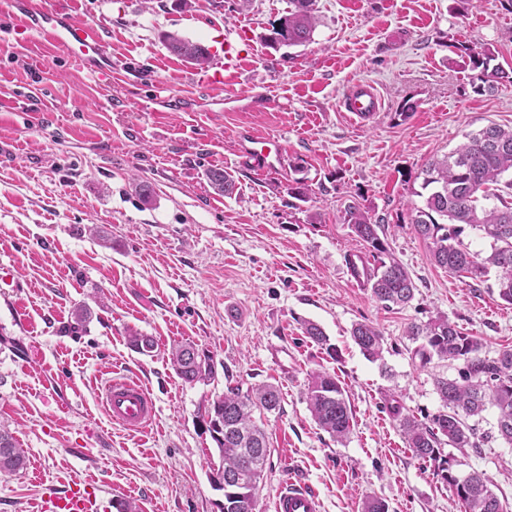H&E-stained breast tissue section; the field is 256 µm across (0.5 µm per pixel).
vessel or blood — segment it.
<instances>
[{
  "label": "vessel or blood",
  "instance_id": "1",
  "mask_svg": "<svg viewBox=\"0 0 512 512\" xmlns=\"http://www.w3.org/2000/svg\"><path fill=\"white\" fill-rule=\"evenodd\" d=\"M17 28L38 35L43 39L78 50L80 54H94L103 60L100 76L112 73L107 60L109 55L97 31L90 27L74 25L58 14L47 15L33 4H26L15 16ZM232 54H225L215 67L192 73L191 81L209 85L223 81L224 73L236 67ZM347 111L358 116L372 115L382 108V101L370 83L355 84L345 99ZM102 403L108 415L130 429H140L150 424L155 416V402L148 390L134 377L111 379L104 391ZM320 499L316 491L304 480L292 478L277 494L275 512H320ZM39 512H98L97 499L88 491L74 486L62 492H48L42 496Z\"/></svg>",
  "mask_w": 512,
  "mask_h": 512
}]
</instances>
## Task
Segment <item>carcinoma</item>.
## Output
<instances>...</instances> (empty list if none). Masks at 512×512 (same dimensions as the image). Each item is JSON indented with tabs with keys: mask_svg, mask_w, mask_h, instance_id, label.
I'll return each mask as SVG.
<instances>
[{
	"mask_svg": "<svg viewBox=\"0 0 512 512\" xmlns=\"http://www.w3.org/2000/svg\"><path fill=\"white\" fill-rule=\"evenodd\" d=\"M316 0H291L293 8L272 25L267 37L270 46H303L313 36L317 24ZM167 48L187 63L204 67L210 53L200 43L170 35ZM471 69L479 71L477 91L493 88V79L503 74L495 51L489 46L468 49ZM512 127L491 124L440 158L428 161L421 171L422 188L428 191L424 206L416 209L411 224L415 233L428 246L431 261L450 273H467L481 281L495 272L499 298L512 305V200L493 191L500 185L512 191ZM214 191L229 195L233 192V176L223 169L207 173ZM347 224L356 241L365 251L346 258L351 275L360 286L385 308L408 305L415 297L416 285L404 265L393 255L380 233L381 222L373 219L369 210L359 204L345 209ZM483 231L492 239L491 252L484 257L464 246L460 236L464 227ZM91 318L90 308L81 305L70 315L64 331L76 334L86 330ZM304 334L312 342L326 347L329 355L336 349L328 344L321 327L313 322L304 324ZM406 336L416 343L412 357L426 366L435 358L446 362H462L458 377L435 380V389L443 411L426 421L404 412L398 400H393L389 412L400 428L412 454L437 467L443 480L452 485L465 512H503V505L489 486V480L479 473L465 484L457 482L450 472L451 459L442 455V445L453 448L479 447L476 428L468 420L481 415L487 405L498 411L497 432L512 445V350L488 357L478 336L458 329L446 316H438L424 324L408 326ZM351 337L364 356L372 361L382 359L384 336L372 323L353 326ZM209 357L190 342L172 347L171 362L184 382H205L212 370L202 369ZM306 402L315 423L336 441L348 438L353 412L344 389L336 376L318 371L310 374ZM281 409V396L270 384L253 386L247 391L229 387L214 400L207 411L208 429L216 442L224 473L237 474L236 482L224 484V512H255L253 491L263 476L268 455L266 435L255 420V412ZM26 451L13 435L0 424V475H13L25 469Z\"/></svg>",
	"mask_w": 512,
	"mask_h": 512,
	"instance_id": "carcinoma-1",
	"label": "carcinoma"
}]
</instances>
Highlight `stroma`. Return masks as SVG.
<instances>
[{
    "mask_svg": "<svg viewBox=\"0 0 512 512\" xmlns=\"http://www.w3.org/2000/svg\"><path fill=\"white\" fill-rule=\"evenodd\" d=\"M36 2L95 27L112 76L15 32L23 0H0V423L28 456L23 471L0 476V512H36L45 492L74 484L95 492L99 512H115L118 498L140 512H222L204 412L227 386L265 383L279 387L282 408L258 420L271 454L256 512H274L291 476L313 486L321 512H361L369 497L389 512H464L387 404L432 417L442 409L435 375H457L413 359L410 324L444 315L488 356L512 349V305L494 278L435 266L410 226L429 159L487 125L512 126V0H316L311 42L277 51L263 36L290 0ZM170 34L214 57L232 47L243 66L220 87L191 82ZM469 45L495 50L507 76L494 90L475 91ZM359 81L383 99L363 122L342 107ZM252 138L276 142L279 156L254 162L242 150ZM214 168L234 176L232 195L211 188ZM300 178L312 188L304 201L291 193ZM352 203L383 220L417 286L409 305L384 308L352 278L345 257L356 243L341 221ZM82 303L86 331L64 333ZM309 321L336 355L304 335ZM364 321L384 335L380 360L351 339ZM133 331L153 339L152 353L129 346ZM185 341L211 357L210 380L175 372L169 350ZM314 371L345 390L344 441L308 410ZM119 375L152 394L149 426L130 430L105 412L101 393ZM496 419L495 407L483 412L479 447L442 453L453 475L485 473L512 507V445Z\"/></svg>",
    "mask_w": 512,
    "mask_h": 512,
    "instance_id": "1",
    "label": "stroma"
}]
</instances>
